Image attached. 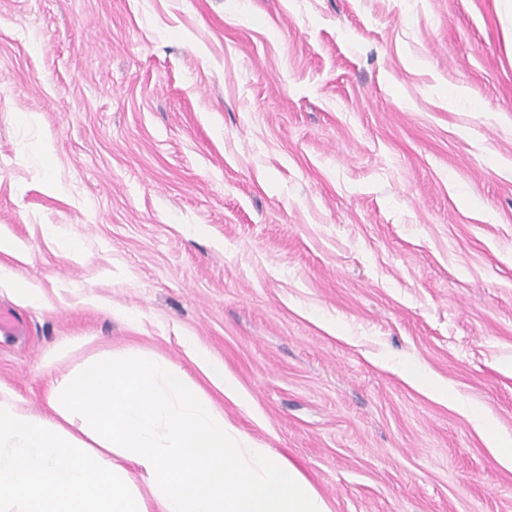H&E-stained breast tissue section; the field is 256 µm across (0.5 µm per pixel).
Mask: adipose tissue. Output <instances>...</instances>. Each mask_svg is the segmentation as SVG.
<instances>
[{"label": "adipose tissue", "mask_w": 512, "mask_h": 512, "mask_svg": "<svg viewBox=\"0 0 512 512\" xmlns=\"http://www.w3.org/2000/svg\"><path fill=\"white\" fill-rule=\"evenodd\" d=\"M47 404L0 394V512H331L299 468L153 355L56 376Z\"/></svg>", "instance_id": "ef3b65f1"}]
</instances>
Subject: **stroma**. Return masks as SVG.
<instances>
[{
	"instance_id": "obj_1",
	"label": "stroma",
	"mask_w": 512,
	"mask_h": 512,
	"mask_svg": "<svg viewBox=\"0 0 512 512\" xmlns=\"http://www.w3.org/2000/svg\"><path fill=\"white\" fill-rule=\"evenodd\" d=\"M0 240L23 406L191 339L333 512H512L405 373L512 437V0H0Z\"/></svg>"
}]
</instances>
